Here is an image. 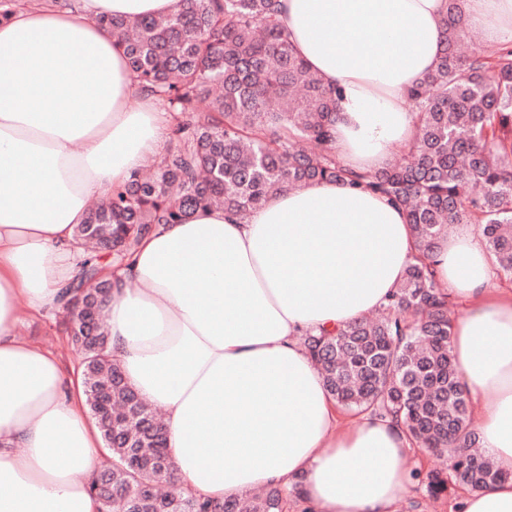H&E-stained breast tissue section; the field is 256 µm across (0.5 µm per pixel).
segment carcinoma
<instances>
[{
	"label": "carcinoma",
	"instance_id": "obj_1",
	"mask_svg": "<svg viewBox=\"0 0 512 512\" xmlns=\"http://www.w3.org/2000/svg\"><path fill=\"white\" fill-rule=\"evenodd\" d=\"M59 8L75 0H8ZM178 13L135 19L102 15L141 89L175 114L174 146L149 177L133 174L94 205L79 242L123 264L160 224L220 206L244 215L272 196L312 182L364 185L399 203L415 239L409 265L375 321L306 334L305 347L338 404L402 420L413 443L448 454V472L416 470L432 497L482 491L507 475L478 450L467 395L451 352L447 289L431 262L454 224H474L495 264L512 274V45L459 52L468 23L448 0L444 49L412 89L417 134L410 161L370 174L346 171L331 146L336 91L293 51L279 0H185ZM8 8L0 13H12ZM100 256L87 254L69 288V330L82 359L86 404L111 457L90 484L102 512H284L296 491L215 502L180 489L163 424L128 384L108 349Z\"/></svg>",
	"mask_w": 512,
	"mask_h": 512
}]
</instances>
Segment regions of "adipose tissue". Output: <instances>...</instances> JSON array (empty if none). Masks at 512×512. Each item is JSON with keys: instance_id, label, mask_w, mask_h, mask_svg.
<instances>
[{"instance_id": "obj_1", "label": "adipose tissue", "mask_w": 512, "mask_h": 512, "mask_svg": "<svg viewBox=\"0 0 512 512\" xmlns=\"http://www.w3.org/2000/svg\"><path fill=\"white\" fill-rule=\"evenodd\" d=\"M288 40L338 92V161L364 173L415 131L413 86L442 52L446 0H280ZM183 0H81L0 20V512H98L104 461L80 378L18 336V302L59 309L77 272L74 228L112 187L160 157L172 116L140 95L122 48L96 24L175 13ZM470 27L512 41V0H462ZM140 108H132L133 96ZM415 255L404 210L365 187L318 182L247 216L213 207L159 226L103 305L128 383L164 411L178 486L224 501L299 486L309 512H394L412 443L401 421L343 427L305 348L381 309ZM467 304L451 338L474 427L506 481L463 512H512V289L473 225L435 254Z\"/></svg>"}]
</instances>
